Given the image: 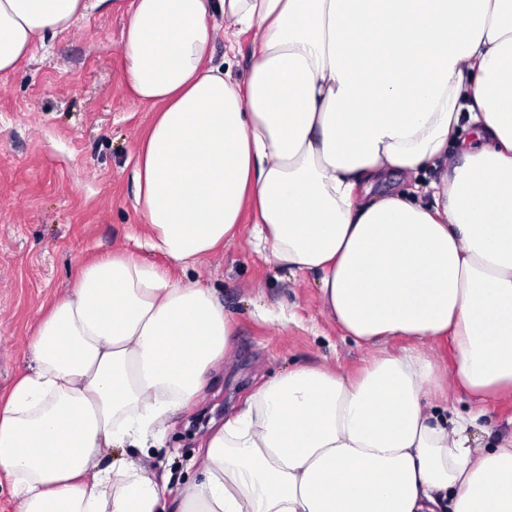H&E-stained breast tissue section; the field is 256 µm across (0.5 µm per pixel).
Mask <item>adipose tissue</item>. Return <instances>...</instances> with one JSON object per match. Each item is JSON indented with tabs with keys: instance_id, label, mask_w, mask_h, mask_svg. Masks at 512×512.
<instances>
[{
	"instance_id": "obj_1",
	"label": "adipose tissue",
	"mask_w": 512,
	"mask_h": 512,
	"mask_svg": "<svg viewBox=\"0 0 512 512\" xmlns=\"http://www.w3.org/2000/svg\"><path fill=\"white\" fill-rule=\"evenodd\" d=\"M112 7L124 82L157 109L133 168L146 247L194 267L250 212L267 259L314 276L325 314L377 353L352 377L322 363L266 380L168 492L112 451L153 448L228 361L232 324L213 289L104 255L0 395L16 512H512V437L470 438L512 393V0ZM87 9L0 0V74ZM220 34L251 35L244 79L212 65ZM439 340L453 372L425 350ZM450 389L470 415L439 409Z\"/></svg>"
}]
</instances>
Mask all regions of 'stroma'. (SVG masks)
I'll return each mask as SVG.
<instances>
[{
    "instance_id": "obj_1",
    "label": "stroma",
    "mask_w": 512,
    "mask_h": 512,
    "mask_svg": "<svg viewBox=\"0 0 512 512\" xmlns=\"http://www.w3.org/2000/svg\"><path fill=\"white\" fill-rule=\"evenodd\" d=\"M123 18L96 0L68 31L35 45L0 75V392L25 371L27 341L43 308L69 288L82 264L136 248L148 233L134 203L133 164L152 121L122 78ZM243 216L236 238L197 268L174 276L215 288L233 324L232 365L176 418L148 463L177 487L201 440L258 385L295 365L325 362L347 374L370 352L322 311L313 277L268 262ZM512 436V396L495 401L471 433L483 448Z\"/></svg>"
}]
</instances>
